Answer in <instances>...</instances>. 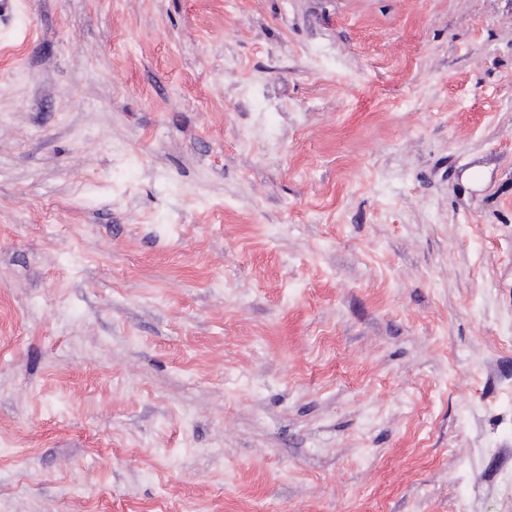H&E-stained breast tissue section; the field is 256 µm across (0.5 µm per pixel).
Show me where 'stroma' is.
I'll return each mask as SVG.
<instances>
[{
  "instance_id": "1",
  "label": "stroma",
  "mask_w": 512,
  "mask_h": 512,
  "mask_svg": "<svg viewBox=\"0 0 512 512\" xmlns=\"http://www.w3.org/2000/svg\"><path fill=\"white\" fill-rule=\"evenodd\" d=\"M512 0H12L0 512H512Z\"/></svg>"
}]
</instances>
